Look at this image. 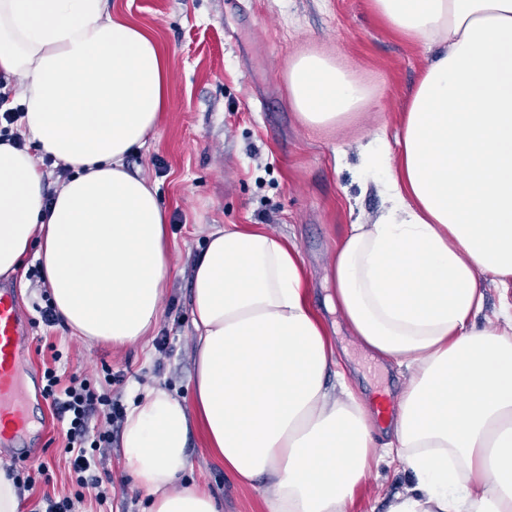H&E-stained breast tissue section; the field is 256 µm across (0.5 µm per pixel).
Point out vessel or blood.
I'll list each match as a JSON object with an SVG mask.
<instances>
[{
	"mask_svg": "<svg viewBox=\"0 0 512 512\" xmlns=\"http://www.w3.org/2000/svg\"><path fill=\"white\" fill-rule=\"evenodd\" d=\"M28 325L10 294L0 293V428L10 434L27 429L29 419L16 389L15 358L26 342Z\"/></svg>",
	"mask_w": 512,
	"mask_h": 512,
	"instance_id": "vessel-or-blood-1",
	"label": "vessel or blood"
}]
</instances>
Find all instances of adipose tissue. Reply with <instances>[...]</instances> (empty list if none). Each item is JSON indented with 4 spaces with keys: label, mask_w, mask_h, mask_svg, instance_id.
I'll list each match as a JSON object with an SVG mask.
<instances>
[{
    "label": "adipose tissue",
    "mask_w": 512,
    "mask_h": 512,
    "mask_svg": "<svg viewBox=\"0 0 512 512\" xmlns=\"http://www.w3.org/2000/svg\"><path fill=\"white\" fill-rule=\"evenodd\" d=\"M432 56L386 131L385 212L352 225L329 268L327 310L374 356L407 372L377 448L373 400L338 364L295 246L264 228L213 226L192 259L193 399L146 390L127 412L120 471L148 512H222L182 484L193 435L225 472L260 488L268 512H346L375 455L416 484L387 512H512V300L483 327V275L512 290V0H368ZM0 73L19 78L22 115L0 141V276L27 254L59 319L85 343L126 348L160 317L167 213L129 153L155 135L169 74L157 44L107 0H0ZM289 104L334 127L372 103L318 53L288 63ZM71 174L46 197L45 159Z\"/></svg>",
    "instance_id": "ef3b65f1"
}]
</instances>
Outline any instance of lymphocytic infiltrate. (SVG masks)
I'll return each mask as SVG.
<instances>
[{"instance_id":"1","label":"lymphocytic infiltrate","mask_w":512,"mask_h":512,"mask_svg":"<svg viewBox=\"0 0 512 512\" xmlns=\"http://www.w3.org/2000/svg\"><path fill=\"white\" fill-rule=\"evenodd\" d=\"M44 379L42 394L66 428L65 449L77 491L71 497L44 496L40 512H75L76 501L87 497L104 502L112 487V476L98 474L96 454L111 446L110 425L122 419L123 407L109 395L97 392L88 378L75 374L64 378L49 368ZM97 415L103 416V424L94 423Z\"/></svg>"}]
</instances>
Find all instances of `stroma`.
Instances as JSON below:
<instances>
[{
	"instance_id": "1",
	"label": "stroma",
	"mask_w": 512,
	"mask_h": 512,
	"mask_svg": "<svg viewBox=\"0 0 512 512\" xmlns=\"http://www.w3.org/2000/svg\"><path fill=\"white\" fill-rule=\"evenodd\" d=\"M113 15L144 30L160 47L170 81L156 135L127 158L131 171L156 183L169 213L170 272L156 337L147 346L87 347L63 323L45 326L35 310L44 287L28 272L5 281L31 336L16 368L36 421L34 431L11 437L0 466L45 460L47 475L21 488L20 512H37L44 494L76 490L63 448L64 431L42 396L46 368L84 374L123 407L144 389L161 384L192 395L191 263L212 226L259 225L296 245L311 282L310 301L323 311L350 386L365 395H397L404 374L373 356L350 335L338 314L325 310L328 262L351 224L373 222L385 202L375 175L359 152L378 127H386L391 152H399V117L430 52L408 43L377 19L368 0H109ZM325 53L356 73L373 102L333 128L304 124L288 104L287 64L297 53ZM345 145L343 162L334 150ZM116 374L108 382L106 373ZM122 432L98 457L113 474L106 503L85 499L78 512H145L147 495L118 477ZM185 479L207 485L224 512H267L263 493L237 484L209 454L201 438L188 448ZM409 472L386 460L374 463L348 512H385L389 498L412 485Z\"/></svg>"
}]
</instances>
